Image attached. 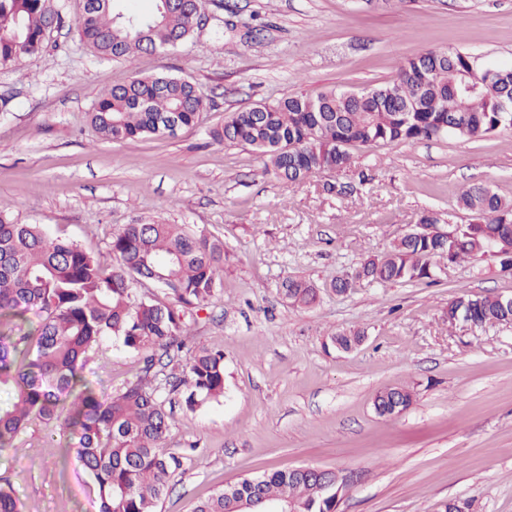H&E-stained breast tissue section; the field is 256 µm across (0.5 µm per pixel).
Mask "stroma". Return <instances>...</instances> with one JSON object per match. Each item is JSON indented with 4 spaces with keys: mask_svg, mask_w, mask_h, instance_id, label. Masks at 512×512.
<instances>
[{
    "mask_svg": "<svg viewBox=\"0 0 512 512\" xmlns=\"http://www.w3.org/2000/svg\"><path fill=\"white\" fill-rule=\"evenodd\" d=\"M59 3L63 22L45 48L0 67V209L101 256L139 217L224 244L216 295L169 370L223 351L225 393L193 411L182 396L165 400L164 446L183 466L157 512H190L227 483L297 467L353 475L337 512H445L452 500L465 512H512V324L447 318L455 297L512 296V269L488 252L442 264L433 284L330 287L423 212L438 213L441 232L470 223L458 204L468 185L512 200V129L356 148L349 168L297 184L267 172L252 147L208 136L260 103L391 82L425 50L511 66L512 0H206L207 20L186 43L128 61L81 43L83 0ZM136 74L193 81L206 112L173 137L101 140L89 119L98 94ZM293 275L317 287L312 308L282 301ZM350 329L365 332L357 349L328 347ZM143 366L106 341L87 377L114 394ZM389 386L414 394L394 417L373 407ZM5 482L27 512H96L93 479L38 419L0 451Z\"/></svg>",
    "mask_w": 512,
    "mask_h": 512,
    "instance_id": "1",
    "label": "stroma"
}]
</instances>
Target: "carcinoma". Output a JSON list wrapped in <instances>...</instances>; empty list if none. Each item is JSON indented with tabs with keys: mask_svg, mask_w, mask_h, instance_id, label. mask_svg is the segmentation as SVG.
<instances>
[{
	"mask_svg": "<svg viewBox=\"0 0 512 512\" xmlns=\"http://www.w3.org/2000/svg\"><path fill=\"white\" fill-rule=\"evenodd\" d=\"M141 12L134 0H110L83 14L77 28L94 53L130 59L148 47L167 50L193 31L202 3L162 17L164 0ZM61 16L50 0H0V65L37 52L50 19ZM463 51L430 50L407 60L398 77L357 93L321 92L260 104L261 111L233 113L210 130L218 144H245L266 158L267 170L289 183L345 169L352 147L394 145L448 133L475 139L512 128V69L500 67L485 92L457 94L467 66ZM204 97L195 83L167 74L136 76L98 94L90 121L107 141L172 136L195 125ZM462 208L476 216L452 238L395 239L381 256L366 258L331 288L345 293L360 280L417 282L435 276V262L453 263L494 249L512 253V201L482 185L465 188ZM115 262L52 236L40 224H19L0 212V450L14 447L31 417L67 433L97 487L98 512H156L182 458L162 448L171 428L162 395L182 386L194 410L224 396V353H196L185 378H159L181 351L189 319L215 296L224 271V244L181 224L137 221L112 234ZM156 285L165 299L138 293ZM317 288L290 276L282 283L288 306L309 308ZM509 298L459 296L448 302V324L474 327L512 323ZM360 329L336 333L330 344L348 352ZM146 354L143 375L115 395L103 396L86 378L92 353L104 340ZM411 391L387 388L374 400L391 414L409 407ZM282 501L297 512H335L332 491L291 470L241 478L194 503L191 512H245L253 498ZM0 512H23L13 490L0 485Z\"/></svg>",
	"mask_w": 512,
	"mask_h": 512,
	"instance_id": "1",
	"label": "carcinoma"
}]
</instances>
